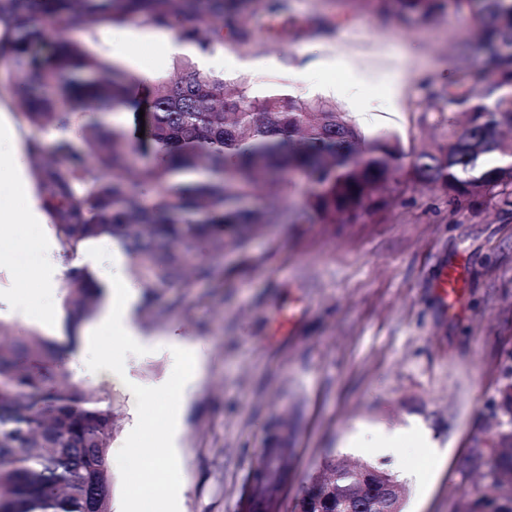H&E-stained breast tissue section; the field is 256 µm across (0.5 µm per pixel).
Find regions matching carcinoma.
<instances>
[{
	"mask_svg": "<svg viewBox=\"0 0 512 512\" xmlns=\"http://www.w3.org/2000/svg\"><path fill=\"white\" fill-rule=\"evenodd\" d=\"M381 15L408 24L451 10L475 34L459 59L457 76L434 87L433 126L441 139L430 150L405 153L398 136L368 135L326 102L259 97L244 84L201 71L191 60L173 74L146 79L90 52L79 35L95 25L130 23L170 30L205 54L230 42L240 48L262 32L274 41L295 26L289 0H0V53L24 76L19 111L44 130L63 111L127 104L143 95L144 120L105 127L84 125V149L61 137L50 148L34 142L35 176L52 206L62 249L77 253L110 238L122 247L144 289L141 312L155 320L162 291L196 280L224 282L228 253L247 256L251 237L273 224H344L387 210L403 188L431 186L448 196L454 213L481 215L492 203L512 213V0H373ZM49 16L55 39L38 24ZM144 136H138L139 132ZM156 161L126 172L130 155ZM409 163L396 165L401 157ZM297 172L309 186L305 205L279 204L280 172ZM196 175L194 182L181 180ZM152 189L145 197L141 187ZM262 186L271 203L242 205ZM66 341L35 330L15 333L0 321V512H111L110 453L117 410L112 396L32 365L51 364L76 345L78 330L98 311L104 288L83 269L66 282ZM490 426L492 464L468 512H512V367L503 376ZM257 483L271 490L287 473L284 450H273ZM373 471L398 482L381 464L353 468L329 463L302 502L308 512H347L360 477Z\"/></svg>",
	"mask_w": 512,
	"mask_h": 512,
	"instance_id": "obj_1",
	"label": "carcinoma"
}]
</instances>
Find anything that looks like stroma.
Listing matches in <instances>:
<instances>
[{
  "label": "stroma",
  "instance_id": "35a3bbf8",
  "mask_svg": "<svg viewBox=\"0 0 512 512\" xmlns=\"http://www.w3.org/2000/svg\"><path fill=\"white\" fill-rule=\"evenodd\" d=\"M289 7L300 24L323 19L330 30L225 45L213 57L214 72L335 104L367 133H396L407 152L439 138L420 111L431 104L429 83L456 76L455 53L468 36L463 18L444 11L409 26L345 0H290ZM125 31L128 71L149 65L157 76L173 72L178 59L163 50L169 32L135 24ZM18 81L0 58V110L12 113L18 137L75 139L94 121V113L72 112L36 130L18 110ZM83 250L97 281H130L111 239ZM224 265L223 284L181 289L172 310L169 294H161L164 316L138 321L153 345L129 357L135 382L177 385L165 344L172 334L197 347L202 361L199 385L182 407L178 470L141 512H161L173 493L178 512H242L243 486L276 448L288 449L289 459L275 512H296L327 463L375 461L372 451L339 449L342 438L361 424L399 425L411 416L435 433L440 459L431 462L414 443L389 457L405 489L403 512H464L480 493L490 460L488 423L512 366V214L491 207L473 218L451 212L436 190L410 188L380 216L267 227L253 236L248 261L230 253ZM450 267L465 283L453 312L436 291ZM33 292L48 305L66 294L64 286L17 282L0 271V320L64 340V318L48 326L35 314L17 316V300ZM104 389L117 403L113 447H152L165 429L164 400L151 405L155 425L138 428L122 392L109 383Z\"/></svg>",
  "mask_w": 512,
  "mask_h": 512
}]
</instances>
